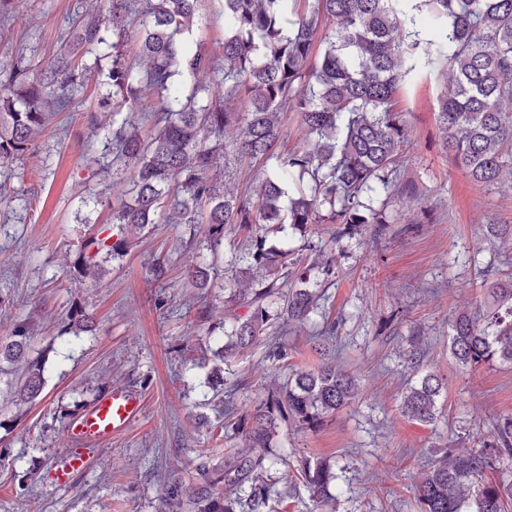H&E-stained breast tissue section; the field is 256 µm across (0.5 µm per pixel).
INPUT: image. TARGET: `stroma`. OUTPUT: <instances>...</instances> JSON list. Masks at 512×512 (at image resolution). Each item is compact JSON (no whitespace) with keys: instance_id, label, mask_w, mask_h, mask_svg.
<instances>
[{"instance_id":"obj_1","label":"stroma","mask_w":512,"mask_h":512,"mask_svg":"<svg viewBox=\"0 0 512 512\" xmlns=\"http://www.w3.org/2000/svg\"><path fill=\"white\" fill-rule=\"evenodd\" d=\"M91 6L18 0L0 18V71L46 61L76 13ZM187 40L222 57L224 0H199ZM109 65L102 60L68 111L52 114L30 153L0 167L10 190L0 199V341L16 321L32 325L26 357L0 358V512H192L187 491L200 452L223 463L245 446L257 407L294 373L326 363L353 373L358 392L317 429L277 419L264 450V512H420L416 483L427 464L490 441L499 423L512 420V364L464 369L449 349L452 318L487 314L485 283L512 282V240L487 232L512 224V190L476 185L443 151L435 112L444 62L420 63L398 96L411 131L402 178L415 191L389 200L393 223L342 237L332 224L304 233L256 225L268 243L288 241L303 261L332 256L336 276L311 281L319 301L305 323L284 336L266 332L229 356L222 324L233 278L267 275L236 226L214 249L202 224L131 228L124 255L99 254L98 280H80L73 268L85 241L112 232V211L127 188L101 162ZM237 135L233 127L224 132V170L250 192L263 170L235 152ZM202 262L210 276L204 289L189 276ZM74 307L92 315L93 331L71 325ZM330 319L336 333L326 336ZM279 348L286 357L273 360ZM33 362L43 367L41 399L21 404L14 389ZM429 373L445 388L437 420L423 424L404 415L401 402ZM115 388L139 395L140 417L58 484L57 463L72 446L68 422ZM316 458L336 475L324 506L301 478L305 461Z\"/></svg>"}]
</instances>
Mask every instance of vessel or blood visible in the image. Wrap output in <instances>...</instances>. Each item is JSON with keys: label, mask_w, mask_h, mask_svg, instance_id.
<instances>
[{"label": "vessel or blood", "mask_w": 512, "mask_h": 512, "mask_svg": "<svg viewBox=\"0 0 512 512\" xmlns=\"http://www.w3.org/2000/svg\"><path fill=\"white\" fill-rule=\"evenodd\" d=\"M141 411L139 397L126 390L114 389L101 395L87 410L69 421L67 433L74 441L56 470L58 482L84 469L87 458L85 443L101 441L126 430Z\"/></svg>", "instance_id": "1"}]
</instances>
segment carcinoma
<instances>
[{
    "instance_id": "carcinoma-1",
    "label": "carcinoma",
    "mask_w": 512,
    "mask_h": 512,
    "mask_svg": "<svg viewBox=\"0 0 512 512\" xmlns=\"http://www.w3.org/2000/svg\"><path fill=\"white\" fill-rule=\"evenodd\" d=\"M305 4L299 10V4ZM433 25L420 36L417 16ZM139 19L137 53L142 69L126 60L130 18ZM199 17L198 0H108L106 14L78 16L69 44L36 75L28 66L0 71V165L32 150L34 136L49 113L65 112L91 74L86 54L111 59L106 84L111 94L112 164L133 170L128 199L113 210L112 223L143 230L158 223L161 202L171 198V224H205L213 246L224 240V226L249 232L254 224H288L306 231L312 224H336L349 233L363 224H390L392 216L374 201L405 193L400 182L407 123L396 110L395 94L425 57L446 61L448 89L437 100L436 122L443 148L482 187L512 189V0H224V64L180 36ZM212 71L224 85L225 101L239 92L248 107L239 112L216 103L215 89L195 85L183 93L179 78ZM153 91L159 106L144 137L132 122L140 92ZM295 112L308 138L307 148L285 157L274 151L282 137L280 112ZM241 127L235 151L276 165L243 198L228 181L212 174L224 157V143L202 145L205 133ZM91 244L79 252L77 273L96 267ZM252 258L268 270L257 285L237 282L235 296L246 314H232L230 335L246 348L266 327L304 322L317 295L305 287L312 273L329 279L333 259L305 265L290 250L256 238ZM295 286L282 291L283 283ZM495 308L490 321L460 314L450 323V350L457 363L474 370L498 361L512 364V284L487 285ZM276 296L282 306L269 310ZM29 327L15 324L0 357H21ZM41 370L28 371L15 390L18 401L35 403L42 393ZM442 379L427 374L406 392L405 414L423 422L437 419ZM355 376L333 365L293 374L284 397L252 416L248 448L214 466L204 453L195 464L191 503L197 512H261L267 497L260 482L274 414H288L314 429L324 415L355 396ZM512 453V422L493 441L435 461L416 485L422 512H506L512 495L483 479L492 457ZM303 479L310 496L329 500L336 475L323 460L306 461Z\"/></svg>"
}]
</instances>
